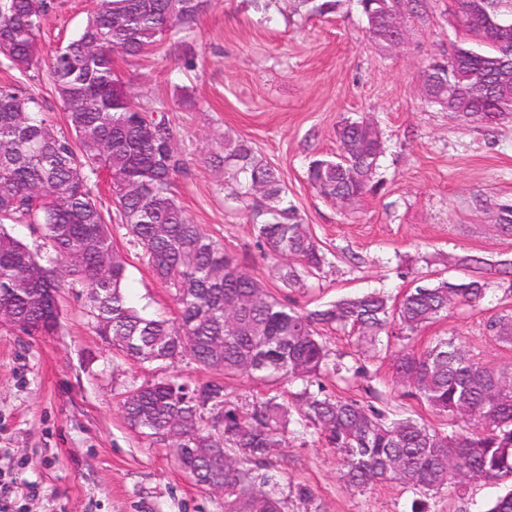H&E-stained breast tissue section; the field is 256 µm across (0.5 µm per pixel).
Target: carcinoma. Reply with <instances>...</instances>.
Wrapping results in <instances>:
<instances>
[{
	"mask_svg": "<svg viewBox=\"0 0 512 512\" xmlns=\"http://www.w3.org/2000/svg\"><path fill=\"white\" fill-rule=\"evenodd\" d=\"M210 0H99L78 36L48 62L70 135L56 131L42 103L26 90L0 86V305L17 310L22 332L51 334L52 311L35 306L42 288L60 289L62 277L87 288V301L100 337L129 338L130 356L142 362L188 357L203 370L229 375L301 380L298 397L305 421L318 441L341 456L343 481L356 488L411 484L425 491L463 486L458 475L498 479L512 475V389L505 370L472 359L453 339L440 338L422 351L401 347L396 382L432 412L458 418L465 403L471 427L439 430L407 416L389 419L357 399L333 397L309 386L323 372L327 349L318 328L350 329L370 346L381 337L409 341L448 311V298L475 306L484 283L475 277L415 285L402 299L367 293L304 311L269 293L256 310H238L240 328L224 332V308L259 288L224 246L186 216L174 190L186 171L181 153L171 150L176 134L165 119L148 122L147 111L117 74L119 56H139L171 36L197 27ZM49 0H0V55L8 67L28 72L41 62L39 34ZM512 23V0H487L485 16L458 22L462 39L452 44V66L435 80L427 101L470 121L494 123L512 117V46L481 36L486 17ZM485 89L464 103L470 90ZM334 156L312 160L309 184L325 199L356 202L376 190L372 175L380 152L366 118H347L336 130ZM225 197L246 213L257 237L277 261L279 278L290 288L320 275L327 257L311 235L277 171L246 139L224 138ZM110 180L113 204L127 234L137 240L154 275L175 290L177 315L153 318L123 292L126 261L95 191L100 172ZM10 223L35 224L44 231L61 271L40 262L21 240L1 230ZM108 257L109 272L99 270ZM492 337L512 344V312L486 325ZM132 430L146 437L180 434L171 453L184 471H198L204 487L224 477V512H281L277 483L259 475L272 449L288 446V406L270 397L243 409L227 398L224 383L194 386L177 378L147 382L129 390L122 404ZM201 439L213 440L232 460L193 457ZM306 512H320L305 484L293 485Z\"/></svg>",
	"mask_w": 512,
	"mask_h": 512,
	"instance_id": "1",
	"label": "carcinoma"
}]
</instances>
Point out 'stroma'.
<instances>
[{
	"label": "stroma",
	"instance_id": "obj_1",
	"mask_svg": "<svg viewBox=\"0 0 512 512\" xmlns=\"http://www.w3.org/2000/svg\"><path fill=\"white\" fill-rule=\"evenodd\" d=\"M321 0H211L197 28L183 37L186 68L169 47L119 61L131 92L162 109L177 135L187 171L176 192L187 216L224 245L272 295L314 310L350 295L377 291L400 297L413 282L466 276L458 258L483 262L485 284L477 306H456L422 328L411 342L423 350L439 337L455 338L475 360L512 369V345L490 337L491 316L512 311V235L497 220L512 203V118L463 121L427 104L421 73L447 57L458 34L449 0H424L407 20L400 49L372 41L357 0H338L328 13ZM41 35L49 56L75 36L95 0H51ZM26 89L67 132L63 107L47 68L27 73L0 61V84ZM364 116L376 126L382 154L377 190L339 206L307 183L313 158L336 154V129ZM241 136L278 170L295 206L328 262L318 278L297 290L277 278L266 247L245 216L224 196V171L211 163L224 137ZM113 241L127 261L126 291L151 316L174 317V291L159 281L143 249L120 219ZM59 327L29 335L0 321V499L7 512H224L222 493L198 486L178 466L166 441L131 430L121 410L129 389L160 378L212 379L186 358L148 364L120 354L98 336L84 288L58 292ZM329 363L355 369L340 379L325 372V394L371 403L389 417L410 416L444 427L443 418L393 376L394 352L358 347L355 335L328 329ZM228 399L245 406L277 397L291 419L300 410L301 383H268L247 376L224 380ZM263 474L278 481L283 512H299L290 483L313 491L321 512H487L512 488V476L470 481L462 490L425 492L404 484L355 489L339 477L334 449L314 435L291 437L274 449Z\"/></svg>",
	"mask_w": 512,
	"mask_h": 512
}]
</instances>
